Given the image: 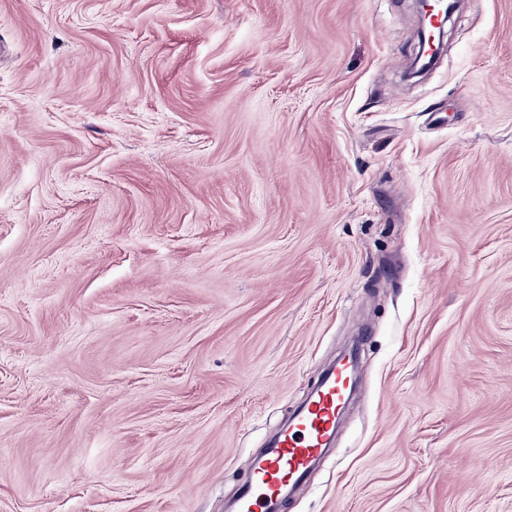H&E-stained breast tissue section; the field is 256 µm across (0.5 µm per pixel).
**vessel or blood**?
<instances>
[{
	"mask_svg": "<svg viewBox=\"0 0 512 512\" xmlns=\"http://www.w3.org/2000/svg\"><path fill=\"white\" fill-rule=\"evenodd\" d=\"M351 372L346 362L326 372L303 411L254 465L238 499L237 512H272L284 487L304 481L336 430L338 414L349 397L344 381Z\"/></svg>",
	"mask_w": 512,
	"mask_h": 512,
	"instance_id": "vessel-or-blood-1",
	"label": "vessel or blood"
}]
</instances>
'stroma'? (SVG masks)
<instances>
[{
  "label": "stroma",
  "mask_w": 512,
  "mask_h": 512,
  "mask_svg": "<svg viewBox=\"0 0 512 512\" xmlns=\"http://www.w3.org/2000/svg\"><path fill=\"white\" fill-rule=\"evenodd\" d=\"M0 0V512H512V0ZM417 8L422 18V27L420 29V43H421V53L418 57V60L422 63L423 59L432 56V53L441 45L443 38L442 31V20H439L442 16L445 18H449L450 13L453 9L454 4H448L444 10L441 5L431 4L428 0H417ZM426 21L429 23V29H427ZM437 39V46L435 45V41ZM434 53V54H435ZM423 66L429 64L422 63ZM352 369L357 370V363L352 367L348 362H340L326 372L303 411L254 465L236 512H272L286 485L296 487L304 481L314 459L327 447L336 430L339 411L349 397L344 381L349 379Z\"/></svg>",
  "instance_id": "obj_1"
}]
</instances>
